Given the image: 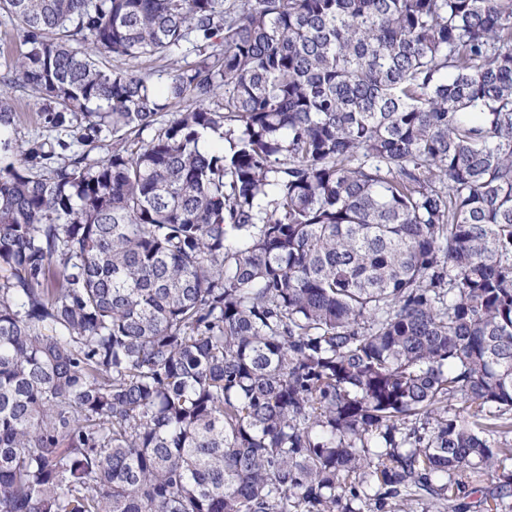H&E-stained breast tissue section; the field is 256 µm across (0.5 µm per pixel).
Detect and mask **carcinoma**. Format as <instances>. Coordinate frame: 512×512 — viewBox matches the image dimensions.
Wrapping results in <instances>:
<instances>
[{"label":"carcinoma","instance_id":"cac0c4a2","mask_svg":"<svg viewBox=\"0 0 512 512\" xmlns=\"http://www.w3.org/2000/svg\"><path fill=\"white\" fill-rule=\"evenodd\" d=\"M0 14V512H455L512 456V0ZM25 50L14 26L5 15L0 14V77L11 74L18 56ZM104 60L110 68H112V65H120L131 70L153 73V81L159 84L165 81L167 72H169L171 67H174L173 64L182 67L192 66L199 60V56L198 52L193 51L191 46H188L186 51L184 50L182 54L175 58L177 62L175 61L174 63H172L173 61L167 62L165 60H155L154 58H141L132 62H115L111 57L104 58ZM9 95L17 99L18 112H21V123L17 126L15 132H11L12 138L21 142L28 136L38 133L42 129L35 122L36 112H38L37 100L34 95L25 88L14 87L5 88Z\"/></svg>","mask_w":512,"mask_h":512}]
</instances>
